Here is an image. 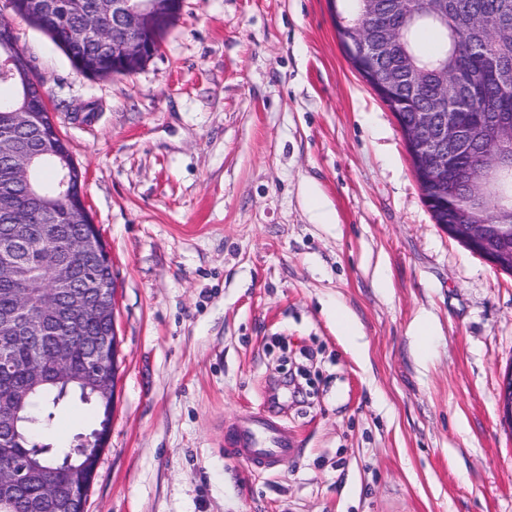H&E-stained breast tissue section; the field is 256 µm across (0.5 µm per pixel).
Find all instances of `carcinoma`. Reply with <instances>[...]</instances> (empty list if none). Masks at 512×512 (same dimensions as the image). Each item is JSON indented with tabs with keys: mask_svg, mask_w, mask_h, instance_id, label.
<instances>
[{
	"mask_svg": "<svg viewBox=\"0 0 512 512\" xmlns=\"http://www.w3.org/2000/svg\"><path fill=\"white\" fill-rule=\"evenodd\" d=\"M102 0H39L22 19L44 29L52 41L67 40L98 13ZM379 11L368 9L361 0H336L332 10L366 40H376L385 27L400 40L393 55L385 57L379 67L396 68L399 59L408 54L413 59L424 89L413 90L403 78L386 87L381 99L393 112L403 113L407 120L422 110L431 94L448 79V96L456 95L458 83H464L468 96L464 103L450 107L457 113L462 127L490 128L496 113L512 116V84L502 78L512 75V37L502 31L501 23H512V0H445L442 19H421L417 11L420 0H378ZM40 80L31 64L18 68L0 56V86L15 89L13 97H0V137H9L25 148L37 150L48 141L42 128L17 125L14 113L24 105L23 85L29 78ZM508 170L502 172L500 201L486 199L473 202L481 212L492 216L497 205H512V153L500 151ZM57 168L51 160L36 159L31 180L39 197L32 199L5 187L15 180V170L0 157V218L7 216L6 231L25 239L18 262L10 275L0 279V318L16 312L20 303L30 311H43L46 322L54 320V311L46 307L47 287L60 291L56 303L66 302V285L57 281L64 257L66 239L81 233L94 234L89 224H72L67 213L75 207L85 208L79 200L59 197ZM424 197L431 199L433 209L444 218H452L459 197L441 198L429 188ZM73 282L86 288L89 298L114 305L115 283L112 264L105 250L86 257L84 265L73 274ZM78 332L51 328L36 336H23L7 324L0 329V352L7 357V367L0 371V411L19 420V434L24 442L6 453L0 452V476L16 475L20 484L12 494H0V512H85L87 496H79L68 507L64 497L71 492L67 476L56 474L55 499L43 493L48 471L56 462L75 449L71 444L52 448L33 439L35 431L50 426L60 401L70 391L79 393L82 403L94 400L100 423L112 418V397L93 393L97 380L112 373V346L92 348L89 340L112 332V315H99L84 321L73 315ZM72 341L68 366L59 376L52 374L59 337Z\"/></svg>",
	"mask_w": 512,
	"mask_h": 512,
	"instance_id": "1",
	"label": "carcinoma"
}]
</instances>
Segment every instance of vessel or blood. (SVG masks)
Instances as JSON below:
<instances>
[{"label": "vessel or blood", "mask_w": 512, "mask_h": 512, "mask_svg": "<svg viewBox=\"0 0 512 512\" xmlns=\"http://www.w3.org/2000/svg\"><path fill=\"white\" fill-rule=\"evenodd\" d=\"M298 452V442L286 427L260 415L248 417L233 430L225 449L229 459L246 462L259 472L275 471Z\"/></svg>", "instance_id": "vessel-or-blood-1"}]
</instances>
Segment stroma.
Listing matches in <instances>:
<instances>
[{
    "mask_svg": "<svg viewBox=\"0 0 512 512\" xmlns=\"http://www.w3.org/2000/svg\"><path fill=\"white\" fill-rule=\"evenodd\" d=\"M0 16L115 277L116 403L85 512H512V274L434 223L329 0H183L144 66L109 78L7 0ZM253 413L301 436L276 473L224 456ZM98 423L68 402L35 438Z\"/></svg>",
    "mask_w": 512,
    "mask_h": 512,
    "instance_id": "obj_1",
    "label": "stroma"
}]
</instances>
